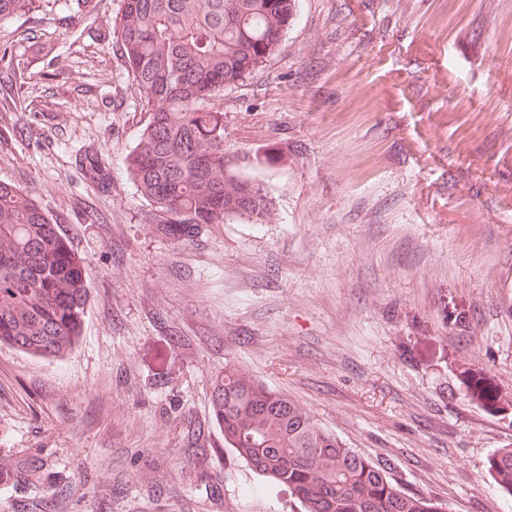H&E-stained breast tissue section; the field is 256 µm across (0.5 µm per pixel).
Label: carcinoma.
Wrapping results in <instances>:
<instances>
[{"instance_id":"carcinoma-1","label":"carcinoma","mask_w":512,"mask_h":512,"mask_svg":"<svg viewBox=\"0 0 512 512\" xmlns=\"http://www.w3.org/2000/svg\"><path fill=\"white\" fill-rule=\"evenodd\" d=\"M45 2L66 12L74 0H0V21ZM297 2L122 0L112 35L148 113L124 165L158 232L189 242L208 224L268 218L267 189L224 151L216 101L276 51ZM87 302L85 262L25 189L0 183V344L60 359L78 342ZM211 404L224 445L304 512H444L244 370L224 366ZM488 474L512 494V444L490 455Z\"/></svg>"}]
</instances>
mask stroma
<instances>
[{
	"label": "stroma",
	"instance_id": "obj_1",
	"mask_svg": "<svg viewBox=\"0 0 512 512\" xmlns=\"http://www.w3.org/2000/svg\"><path fill=\"white\" fill-rule=\"evenodd\" d=\"M119 6L0 23V183L90 273L67 356L0 345V512L53 484L67 512H301L224 446L211 385L228 363L406 493L512 512L487 472L512 443V0H299L220 100L271 218L186 243L123 171L148 115L106 37Z\"/></svg>",
	"mask_w": 512,
	"mask_h": 512
}]
</instances>
